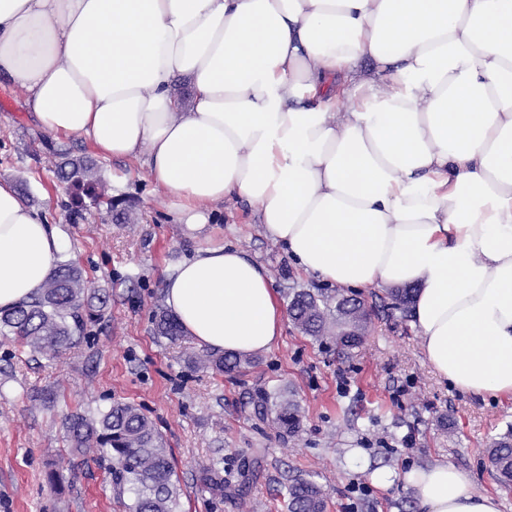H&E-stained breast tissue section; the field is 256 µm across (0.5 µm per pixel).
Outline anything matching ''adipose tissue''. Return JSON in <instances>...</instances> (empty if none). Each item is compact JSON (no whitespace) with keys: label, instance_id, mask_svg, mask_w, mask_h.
<instances>
[{"label":"adipose tissue","instance_id":"1","mask_svg":"<svg viewBox=\"0 0 512 512\" xmlns=\"http://www.w3.org/2000/svg\"><path fill=\"white\" fill-rule=\"evenodd\" d=\"M0 76L52 138L145 163L189 230L241 198L305 273L414 287L432 369L512 400V0H0ZM62 246L0 179V309ZM163 288L212 350L282 334L269 271L238 248L197 247ZM370 481L404 483L420 512H500L448 462Z\"/></svg>","mask_w":512,"mask_h":512}]
</instances>
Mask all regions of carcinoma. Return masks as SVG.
Listing matches in <instances>:
<instances>
[{"label": "carcinoma", "mask_w": 512, "mask_h": 512, "mask_svg": "<svg viewBox=\"0 0 512 512\" xmlns=\"http://www.w3.org/2000/svg\"><path fill=\"white\" fill-rule=\"evenodd\" d=\"M56 168L67 185L74 214H82L89 204L104 205L118 220L128 221L127 210L117 209V201L105 193L91 158L63 155ZM412 296L410 288L391 290V308L406 311ZM352 300L364 307L356 321L345 309L346 294L339 290L323 288L314 293L294 289L289 293V312L303 334L351 351L363 344L374 316L362 298L354 296ZM108 305L106 290L90 287L75 263L60 262L35 297L0 309V335L12 337L33 355H57L86 339L88 325L103 320ZM154 333L174 343L183 336V328L173 315L160 309L154 314ZM197 362L219 373H242L252 364L245 355L208 350L197 356ZM254 413L258 420H270L290 434L298 432L302 420L301 406L295 399L268 391L260 394ZM66 431L74 450H103L110 462L113 485L132 494L131 503L125 505L127 512H180V485L170 454L154 423L139 408L117 401L96 418L75 414L66 422ZM488 458L501 481L511 483L512 434L493 441ZM202 475L208 489L217 495L231 489L243 497L249 491L244 482L229 484L211 465L202 468ZM286 492L287 512H325V499L315 481L295 477Z\"/></svg>", "instance_id": "1"}]
</instances>
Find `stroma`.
<instances>
[{
    "label": "stroma",
    "instance_id": "stroma-1",
    "mask_svg": "<svg viewBox=\"0 0 512 512\" xmlns=\"http://www.w3.org/2000/svg\"><path fill=\"white\" fill-rule=\"evenodd\" d=\"M87 155L77 139L58 142L35 124L26 96L0 82V177L58 225L66 247L92 287L110 292L106 319L57 358L32 356L0 337V512H124L107 464L98 453L71 451L66 416L95 415L113 402H130L155 424L180 478L182 512H286L289 478L322 488L326 512H419L411 492H354L375 468L408 469L449 462L465 470L478 491L498 493L500 512H512L487 459L494 438L512 428V401L461 393L428 364L423 339L409 314L383 310L387 289L363 292L381 313L362 347L345 354L319 346L284 319L282 336L243 374L192 367L195 338L155 336L153 314L164 307L162 282L202 243L244 251L269 271L280 298L289 289L321 287L296 268L265 235L254 204L231 198L198 237L171 220L172 201L155 190L146 168L98 160L106 191L128 205L131 221L118 224L105 209L71 214L56 190L59 153ZM51 197H44V189ZM284 388L302 408L297 433L259 421L252 399ZM359 449L357 464L348 452ZM218 464L231 483L248 478L245 497L218 498L200 482L203 466ZM65 468L62 492H51L48 470Z\"/></svg>",
    "mask_w": 512,
    "mask_h": 512
}]
</instances>
